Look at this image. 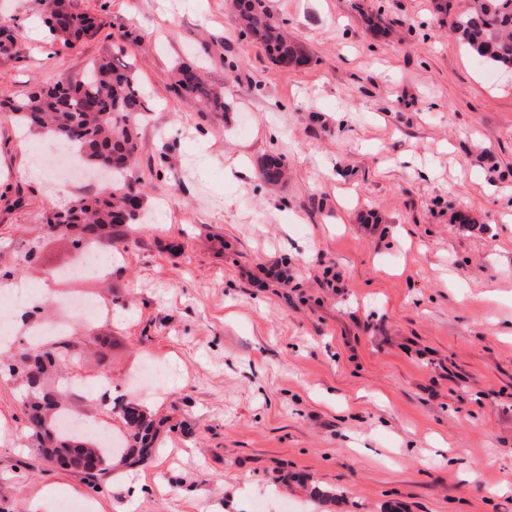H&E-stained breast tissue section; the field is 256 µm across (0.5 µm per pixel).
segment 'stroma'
<instances>
[{"mask_svg": "<svg viewBox=\"0 0 512 512\" xmlns=\"http://www.w3.org/2000/svg\"><path fill=\"white\" fill-rule=\"evenodd\" d=\"M69 3L104 27L66 50L38 0H0L22 42L0 99L132 64L155 103L135 169L154 221L98 244L107 280H45L77 251L44 215L98 187L32 178L45 134L0 116V274L63 326L61 373L82 382L63 413L120 433L130 395L164 428L132 470L44 460L6 370L32 315L0 300V512H512V73L451 35L471 0H269L299 68L239 35L233 0ZM185 63L227 115L174 93ZM270 153L285 185L257 176ZM81 296L104 316L73 315Z\"/></svg>", "mask_w": 512, "mask_h": 512, "instance_id": "stroma-1", "label": "stroma"}]
</instances>
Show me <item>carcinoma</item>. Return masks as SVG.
<instances>
[{
  "label": "carcinoma",
  "instance_id": "cac0c4a2",
  "mask_svg": "<svg viewBox=\"0 0 512 512\" xmlns=\"http://www.w3.org/2000/svg\"><path fill=\"white\" fill-rule=\"evenodd\" d=\"M49 32L65 46H75L83 38L95 36L103 27L97 17L71 9L65 0H41ZM474 7L451 24L452 35L482 57L490 66L512 72V0H473ZM239 34L256 39L266 54L284 67L307 63L305 50L288 38L274 20L267 0H235ZM173 89L190 97L209 112L224 113V91L208 84L200 67L183 64L173 74ZM153 103L133 68L104 58L93 62L83 78L72 84L41 87L0 101V112L9 114L22 131L38 129L67 143L90 168L109 172L111 183L102 191L82 197L64 210L47 214L52 230L73 234L85 243L112 241L124 224H141L146 217V196L141 182L129 177L139 153L140 116L152 111ZM259 175L271 186H279L286 176L281 157L262 160ZM61 356L55 348L24 349L19 366L8 367L18 375L25 389L26 406L32 413L28 426L37 448L66 453L60 466L87 473L88 462L96 473H110L116 467L133 468L155 452L159 425L143 405L120 403L118 408L126 428L124 446L107 449L79 433L59 426L62 418L51 386V372Z\"/></svg>",
  "mask_w": 512,
  "mask_h": 512
}]
</instances>
